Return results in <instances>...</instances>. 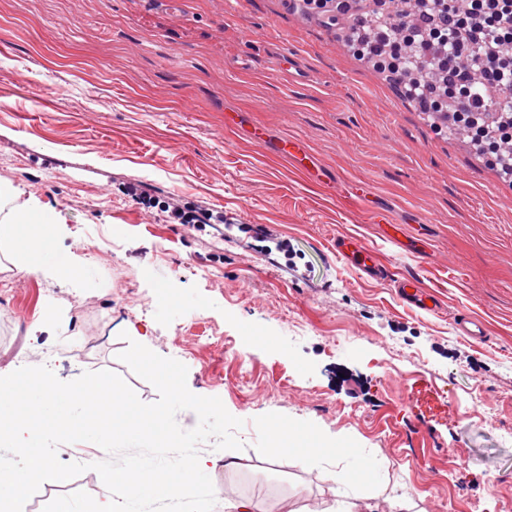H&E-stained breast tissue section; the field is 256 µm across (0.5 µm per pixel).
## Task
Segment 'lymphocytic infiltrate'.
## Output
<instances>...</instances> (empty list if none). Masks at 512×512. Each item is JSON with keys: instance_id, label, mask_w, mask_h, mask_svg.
I'll return each instance as SVG.
<instances>
[{"instance_id": "f902f5d3", "label": "lymphocytic infiltrate", "mask_w": 512, "mask_h": 512, "mask_svg": "<svg viewBox=\"0 0 512 512\" xmlns=\"http://www.w3.org/2000/svg\"><path fill=\"white\" fill-rule=\"evenodd\" d=\"M326 24H344L357 53L402 87L426 112L451 111L477 149L512 175V105L496 127L486 114L494 102L512 101V0H375L389 21L371 28L355 0H303Z\"/></svg>"}]
</instances>
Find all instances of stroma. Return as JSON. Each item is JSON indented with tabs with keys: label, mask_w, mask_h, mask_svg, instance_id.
I'll return each mask as SVG.
<instances>
[{
	"label": "stroma",
	"mask_w": 512,
	"mask_h": 512,
	"mask_svg": "<svg viewBox=\"0 0 512 512\" xmlns=\"http://www.w3.org/2000/svg\"><path fill=\"white\" fill-rule=\"evenodd\" d=\"M312 80L291 79L279 50ZM250 113L304 137L334 186L309 181L224 125ZM212 213L183 224L176 209ZM50 215L75 286L20 275L0 253V376L119 375L129 341L188 368L187 386L242 419L248 485L183 512H225L287 483L280 512H325L326 467L284 455L341 442L386 459L406 512L512 503V181L293 0H0V225ZM354 236L439 299L428 313L365 278L333 246ZM55 323L40 327L47 313ZM487 326L458 335L456 315ZM92 469L44 482L26 512L81 500Z\"/></svg>",
	"instance_id": "1"
}]
</instances>
